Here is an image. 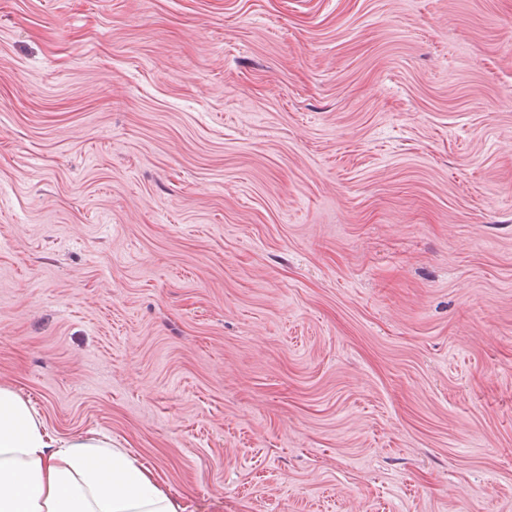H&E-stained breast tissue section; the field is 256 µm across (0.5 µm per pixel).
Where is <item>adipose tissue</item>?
Returning a JSON list of instances; mask_svg holds the SVG:
<instances>
[{
    "mask_svg": "<svg viewBox=\"0 0 512 512\" xmlns=\"http://www.w3.org/2000/svg\"><path fill=\"white\" fill-rule=\"evenodd\" d=\"M0 512H184L110 438H52L35 408L0 386Z\"/></svg>",
    "mask_w": 512,
    "mask_h": 512,
    "instance_id": "adipose-tissue-1",
    "label": "adipose tissue"
}]
</instances>
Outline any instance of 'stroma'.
I'll return each mask as SVG.
<instances>
[{
    "instance_id": "1",
    "label": "stroma",
    "mask_w": 512,
    "mask_h": 512,
    "mask_svg": "<svg viewBox=\"0 0 512 512\" xmlns=\"http://www.w3.org/2000/svg\"><path fill=\"white\" fill-rule=\"evenodd\" d=\"M0 385L185 512H512V0H0Z\"/></svg>"
}]
</instances>
